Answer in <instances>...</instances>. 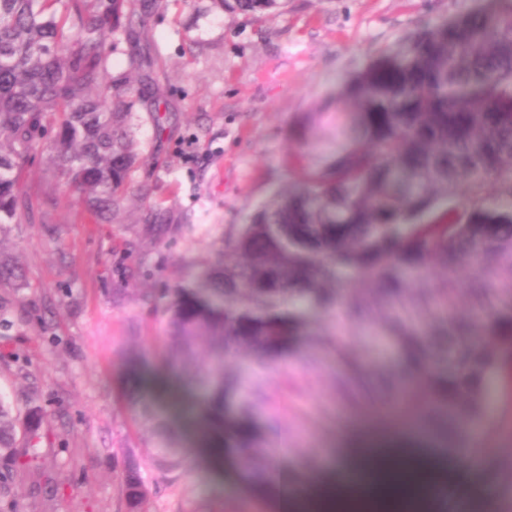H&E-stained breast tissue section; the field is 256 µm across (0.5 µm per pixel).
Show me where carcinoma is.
Here are the masks:
<instances>
[{
	"label": "carcinoma",
	"mask_w": 512,
	"mask_h": 512,
	"mask_svg": "<svg viewBox=\"0 0 512 512\" xmlns=\"http://www.w3.org/2000/svg\"><path fill=\"white\" fill-rule=\"evenodd\" d=\"M0 0V230L33 220L22 171L42 132L53 168L67 189L101 218L119 207L138 155L125 123L137 99L128 81L112 78V39L131 31L157 0ZM263 14L286 0H220ZM293 134L316 153L294 158L297 180L275 192L241 225L231 248L250 252L246 267L209 273L211 286L175 289L168 326L187 382L224 406L226 348L278 351L301 333L295 304L306 302L359 321L361 298L342 290L352 273L385 312L378 335L391 338L420 372L381 395L366 386L362 368L336 357L353 390L373 401L393 433L418 429L480 460L474 432L491 424L489 380L512 405V0L429 27L405 52L372 66L346 94L327 97L300 115ZM478 262L467 317L456 314V270ZM431 264L448 278L430 294ZM20 270L0 255V283ZM440 322L427 328L429 320ZM209 355L197 357L199 339ZM140 417L156 439L158 468H184L183 450L149 405ZM40 409L28 411L24 436L38 437ZM19 416L0 396V494L9 493L16 466ZM211 444L250 448L242 433L211 425ZM123 460L128 506L148 494Z\"/></svg>",
	"instance_id": "carcinoma-1"
}]
</instances>
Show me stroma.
Returning <instances> with one entry per match:
<instances>
[{
	"mask_svg": "<svg viewBox=\"0 0 512 512\" xmlns=\"http://www.w3.org/2000/svg\"><path fill=\"white\" fill-rule=\"evenodd\" d=\"M490 0H288L257 17L215 0H158L136 42L114 38L113 77L139 49L143 102L129 119L139 161L120 210L92 216L35 156L25 184L33 223L0 230V251L24 273L0 284V393L19 411H43L29 462L39 483L16 480L18 512H126L118 460L134 449L155 492L148 512H277L332 483L331 461L350 466L339 426L375 407L337 391L342 341L372 387L397 380V349L366 326L302 309L305 333L274 357L224 356V425L246 420L254 463L208 448L212 406L176 383L179 368L166 308L179 284L218 264L232 234L259 203L293 184L296 118L385 54L408 48L433 22ZM146 401L175 431L185 467L175 479L153 468L155 440L139 419ZM289 470V481L268 485Z\"/></svg>",
	"mask_w": 512,
	"mask_h": 512,
	"instance_id": "35a3bbf8",
	"label": "stroma"
}]
</instances>
